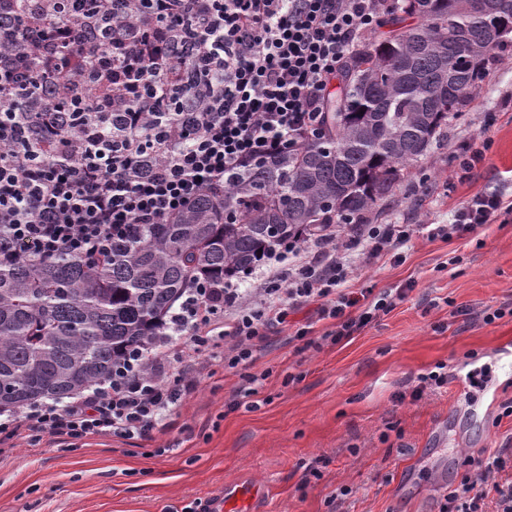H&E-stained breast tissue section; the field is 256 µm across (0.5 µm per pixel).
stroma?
Segmentation results:
<instances>
[{"instance_id": "obj_1", "label": "stroma", "mask_w": 512, "mask_h": 512, "mask_svg": "<svg viewBox=\"0 0 512 512\" xmlns=\"http://www.w3.org/2000/svg\"><path fill=\"white\" fill-rule=\"evenodd\" d=\"M512 50L466 101L427 156L372 211L374 224H447L478 192L512 186ZM496 116L482 130L483 113ZM492 147L469 181L444 178L463 142ZM351 288L409 287L407 298L352 339L309 345L291 330L314 322L307 305L258 346V394L241 396V369L203 356L198 390L155 439L93 437L66 448L51 436L0 456V512H214L225 487L253 483L254 512H440L468 456L512 448V223L449 240L415 234L401 261L358 260ZM502 310L485 323L486 310ZM315 333L327 322H314ZM443 366V387L419 389ZM490 371L483 391L468 372ZM164 455H154L157 447ZM322 458L302 485V463Z\"/></svg>"}]
</instances>
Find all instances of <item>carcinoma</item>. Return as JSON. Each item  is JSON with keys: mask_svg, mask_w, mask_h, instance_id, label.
Wrapping results in <instances>:
<instances>
[{"mask_svg": "<svg viewBox=\"0 0 512 512\" xmlns=\"http://www.w3.org/2000/svg\"><path fill=\"white\" fill-rule=\"evenodd\" d=\"M385 27L346 59L317 138L246 167L170 224L138 227L99 265L0 269V411L110 379L128 349L155 343L193 280L236 277L280 245L365 219L479 88L490 52L512 48V0L479 12L398 0Z\"/></svg>", "mask_w": 512, "mask_h": 512, "instance_id": "obj_1", "label": "carcinoma"}]
</instances>
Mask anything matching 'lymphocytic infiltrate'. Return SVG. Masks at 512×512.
Masks as SVG:
<instances>
[{
    "instance_id": "1",
    "label": "lymphocytic infiltrate",
    "mask_w": 512,
    "mask_h": 512,
    "mask_svg": "<svg viewBox=\"0 0 512 512\" xmlns=\"http://www.w3.org/2000/svg\"><path fill=\"white\" fill-rule=\"evenodd\" d=\"M0 9V267L67 255L104 261L134 227L167 224L228 175L312 139L343 61L394 0H31ZM512 216L504 193L469 197L449 239ZM412 224H362L314 251L290 244L252 292L210 279L189 289L161 339L135 349L109 381L65 402H35L0 421V440L69 445L92 436L153 439L196 389L203 353L244 367L255 348L311 304L337 343L393 310L408 291L347 288L353 254L399 258ZM178 348H171V341ZM512 450L466 457L440 512H512Z\"/></svg>"
}]
</instances>
